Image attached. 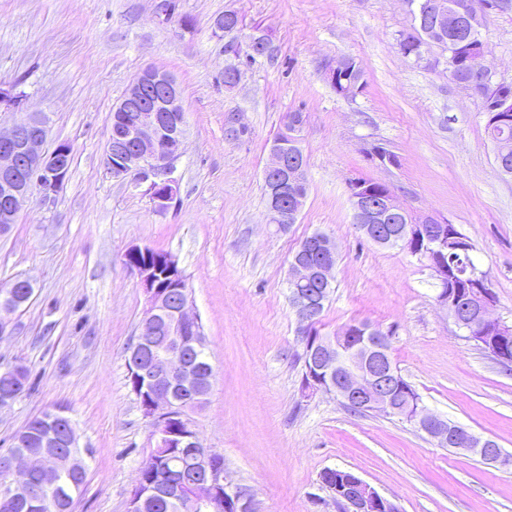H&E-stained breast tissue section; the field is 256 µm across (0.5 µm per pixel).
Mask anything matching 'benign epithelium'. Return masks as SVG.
<instances>
[{
    "label": "benign epithelium",
    "instance_id": "benign-epithelium-1",
    "mask_svg": "<svg viewBox=\"0 0 512 512\" xmlns=\"http://www.w3.org/2000/svg\"><path fill=\"white\" fill-rule=\"evenodd\" d=\"M408 7L419 36L418 61L429 66L443 63L450 73L463 62L472 79L456 85L490 103L487 118L492 128L512 129V94L482 64L479 6L471 0L453 3L456 13L475 14L470 34L464 45H453L433 58L428 56V49L436 40L419 27L421 2L409 0ZM303 121V116L293 115L289 126L281 130L286 140L273 141L269 147L263 171L270 192L269 224L283 227L296 223L305 204L303 188L307 187L308 175L300 138ZM49 131V116L43 112H25L0 128L3 228L17 223L20 212L31 202L49 203L63 188L73 150L67 142L45 149ZM186 133L176 80L166 71L147 66L129 84L123 104L113 113L106 166L116 177L130 176L138 185L149 182L151 197L158 206L165 207L178 192L173 173ZM349 201L356 229L380 246H398L426 260L438 287L439 305L469 340L481 343L498 363L511 365L512 358L499 354L498 344L512 337V326L495 315V294L472 263L470 241L454 225L432 214L412 215L407 224H389L388 218L404 209L393 191L381 182L353 180ZM152 253L151 248L136 244L124 253V262L139 276L148 303L136 342L128 351V370L144 416L150 419L155 447L185 449L202 479L188 488L172 485L163 489L141 470L128 512H143L149 501L164 492L183 502L186 512H256L253 495L227 478L223 460L203 446L192 425L189 411L210 395L213 367L208 359H199L206 341L191 297L174 304L166 289L168 285L185 287L174 272V259L157 255L152 261ZM335 264L336 244L328 236L307 240L290 262L289 301L305 357L303 388L311 393L334 394L354 412L400 417L436 443L478 455L488 463L511 464L512 459L504 457L494 441L478 437L466 427H453L425 407L393 365L386 333L356 326L333 336L317 331L322 305L334 282ZM56 446L54 441L45 444L46 450L38 457L12 451L0 456L5 462L0 494L10 496L27 486L33 470L42 481L53 482L57 458L52 448ZM338 504L343 512H399L393 502L359 477L341 490Z\"/></svg>",
    "mask_w": 512,
    "mask_h": 512
}]
</instances>
